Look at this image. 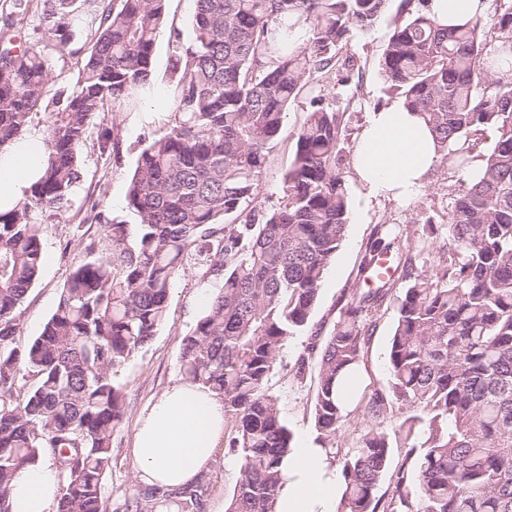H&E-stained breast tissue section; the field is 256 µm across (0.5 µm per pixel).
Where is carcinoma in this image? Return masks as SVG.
<instances>
[{
	"label": "carcinoma",
	"instance_id": "1",
	"mask_svg": "<svg viewBox=\"0 0 512 512\" xmlns=\"http://www.w3.org/2000/svg\"><path fill=\"white\" fill-rule=\"evenodd\" d=\"M194 2L191 38L170 59L171 125L141 151L129 185L139 222L111 223L91 205L85 220L105 224L110 252L87 245L23 349L20 308L44 262L39 218L67 206L80 182L91 118L147 97L166 0H99L85 19L92 38L75 50L82 73L51 98L42 52L15 44L14 20L0 28V147L23 137L34 113L52 118L41 177L0 212V512H11L16 473L44 459L59 479L56 512H108L101 486L126 405L118 369L151 341L191 267L219 285L182 340L181 376L224 402V447L240 463L227 512H276L294 442L266 385L286 342L303 334L295 377L318 368L314 426L341 468L336 512H512V75L493 69L512 55V0H490L486 16L448 29L428 16L429 0H403L407 17L394 20L381 71L423 115L459 189L447 223L423 227L421 241H439L426 269L395 249L391 228H376L360 272L367 287L352 291L326 337L312 313L349 220L337 170L343 113L312 97L271 211L258 206L260 175L288 105L323 73L351 81L353 57L338 51L373 27L387 0ZM49 5L57 31H69L70 0ZM98 142L119 156L114 130ZM384 255L392 273L381 276ZM393 299L387 391L358 397L373 317ZM352 401L373 425L340 456L333 445ZM396 404L395 461L382 425ZM204 493L200 480L156 489L126 498L123 512H153L159 498L200 512Z\"/></svg>",
	"mask_w": 512,
	"mask_h": 512
}]
</instances>
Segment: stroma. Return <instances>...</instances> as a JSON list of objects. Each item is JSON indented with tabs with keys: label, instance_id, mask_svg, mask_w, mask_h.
I'll use <instances>...</instances> for the list:
<instances>
[{
	"label": "stroma",
	"instance_id": "stroma-1",
	"mask_svg": "<svg viewBox=\"0 0 512 512\" xmlns=\"http://www.w3.org/2000/svg\"><path fill=\"white\" fill-rule=\"evenodd\" d=\"M44 3L45 0H29L25 18L16 28L21 32L22 45L37 46L47 60L51 79L46 94L51 97L75 84L83 62L74 49L85 42L88 32L75 27L70 44H61L57 20L47 15ZM401 8L402 0H389L386 12L370 31L353 34L343 49L344 54L355 60L348 84H341L334 73L326 75L319 83L326 101L335 103L344 112L348 143H355L370 112L398 98L381 77L380 60ZM166 11L167 23L153 54V97L137 112L105 111L94 116L80 152L83 178L74 190L71 204L66 211L42 223L46 259L21 307L15 337L18 346H27L39 336L55 312L66 279L86 256L85 245L104 242L103 225L85 219L91 203H99L108 219L126 224L137 221L128 206L127 189L141 149L170 125L172 111L163 105L170 86L169 59L177 39L185 40L190 36L194 2L167 0ZM309 108L310 95L305 91L288 107L282 132L268 153L261 175L258 201L265 209L276 208L281 200L284 175L293 159L296 135ZM112 125L118 128L120 155L116 158L101 153L97 140L99 131ZM339 170L347 184L350 214L345 237L326 272L313 311L314 324L325 334L332 330L351 291L359 286V268L375 227L381 224L393 227L400 233L399 246L406 251L415 250L423 225L446 219L459 188L454 178L445 177L438 169L412 200L369 198L357 182L351 153H344ZM206 285V280L197 271L181 274L172 290L166 317L156 334L118 372L126 393V406L123 421L112 435V467L103 480L102 491L109 512H115L127 496L142 488L135 476L131 454L136 422L141 412L164 389L181 381V342L197 323L200 310L195 297ZM395 320L396 307L392 304L381 308L374 317L375 331L361 364L363 385L367 390H382L388 385L386 353ZM306 343L307 338L303 335L290 339L267 382L269 393L277 398L281 415L297 439L317 436L312 414L318 370L310 368L307 376L300 380L294 369ZM239 477L235 456L228 449H221L204 475L208 487L204 512H226Z\"/></svg>",
	"mask_w": 512,
	"mask_h": 512
}]
</instances>
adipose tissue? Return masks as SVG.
I'll return each mask as SVG.
<instances>
[{
  "instance_id": "1",
  "label": "adipose tissue",
  "mask_w": 512,
  "mask_h": 512,
  "mask_svg": "<svg viewBox=\"0 0 512 512\" xmlns=\"http://www.w3.org/2000/svg\"><path fill=\"white\" fill-rule=\"evenodd\" d=\"M485 0H430L429 16L453 27L482 15ZM42 137L31 134L0 148V211L24 199L39 178ZM438 159L437 142L419 113L403 103L372 112L353 150V168L370 197L410 200L417 196ZM224 444V404L201 386L179 382L143 412L133 441L139 480L175 488L208 472ZM340 480L323 448L296 444L286 468L278 512H336ZM59 497L53 468L38 464L11 485V512H52Z\"/></svg>"
}]
</instances>
